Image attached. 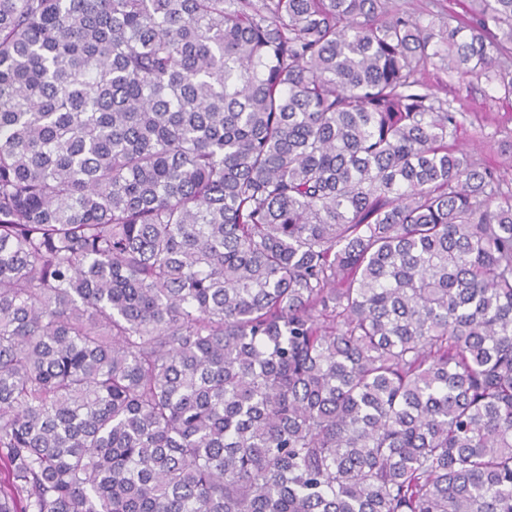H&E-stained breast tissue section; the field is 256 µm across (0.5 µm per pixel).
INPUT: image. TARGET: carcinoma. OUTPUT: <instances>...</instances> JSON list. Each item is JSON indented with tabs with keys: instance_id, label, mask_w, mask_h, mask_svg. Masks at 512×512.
Listing matches in <instances>:
<instances>
[{
	"instance_id": "carcinoma-1",
	"label": "carcinoma",
	"mask_w": 512,
	"mask_h": 512,
	"mask_svg": "<svg viewBox=\"0 0 512 512\" xmlns=\"http://www.w3.org/2000/svg\"><path fill=\"white\" fill-rule=\"evenodd\" d=\"M0 0V512H512V0ZM404 9L421 10V18L426 24L433 21L436 27L448 21L452 15L461 21H469L472 17L473 3L470 0H395ZM424 82L431 93L462 112L455 141L448 143L496 169L511 183L512 151L505 152L497 142L509 140L512 98L494 91L484 78H462L439 67L429 66Z\"/></svg>"
}]
</instances>
